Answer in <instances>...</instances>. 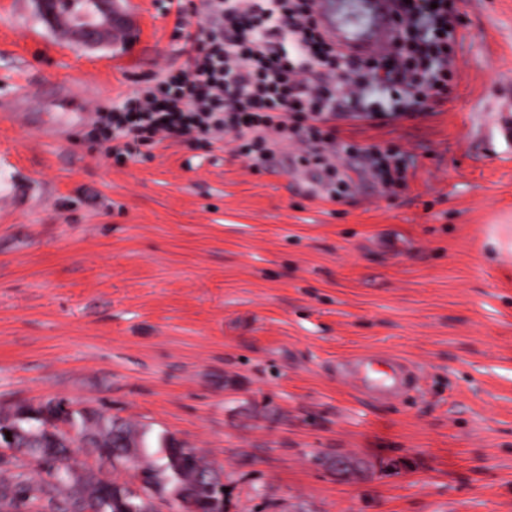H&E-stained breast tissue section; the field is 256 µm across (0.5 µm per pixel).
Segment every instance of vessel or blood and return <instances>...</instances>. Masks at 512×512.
<instances>
[{
    "label": "vessel or blood",
    "instance_id": "1",
    "mask_svg": "<svg viewBox=\"0 0 512 512\" xmlns=\"http://www.w3.org/2000/svg\"><path fill=\"white\" fill-rule=\"evenodd\" d=\"M317 12L326 37L355 59L379 56L390 51L393 35L391 0H370L366 19L340 21L331 0H317ZM341 373L350 375L366 396L388 400L413 389L418 381L416 372L399 358L380 360L362 355L340 365Z\"/></svg>",
    "mask_w": 512,
    "mask_h": 512
}]
</instances>
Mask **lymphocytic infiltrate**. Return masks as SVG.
Returning a JSON list of instances; mask_svg holds the SVG:
<instances>
[{
    "label": "lymphocytic infiltrate",
    "instance_id": "1",
    "mask_svg": "<svg viewBox=\"0 0 512 512\" xmlns=\"http://www.w3.org/2000/svg\"><path fill=\"white\" fill-rule=\"evenodd\" d=\"M314 0H195L203 25L185 40L192 54L162 92L135 89L99 109L89 130L116 160L168 139L231 135L244 140L251 171H262L277 140L309 148L305 163L329 179L337 157H365L383 187L402 184L397 152L340 141L343 118L375 126L413 116L422 94L447 92L459 39L454 0H400L395 52L383 60L342 55L323 35Z\"/></svg>",
    "mask_w": 512,
    "mask_h": 512
}]
</instances>
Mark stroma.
<instances>
[{"mask_svg": "<svg viewBox=\"0 0 512 512\" xmlns=\"http://www.w3.org/2000/svg\"><path fill=\"white\" fill-rule=\"evenodd\" d=\"M449 91L341 139L403 152L378 193L358 160L328 200L300 149L254 173L238 143L106 157L87 127L179 67L174 0H124L132 42L64 41L0 0V409L64 397L224 472V512H512V0H456ZM397 355L417 387L371 402L338 359Z\"/></svg>", "mask_w": 512, "mask_h": 512, "instance_id": "35a3bbf8", "label": "stroma"}]
</instances>
